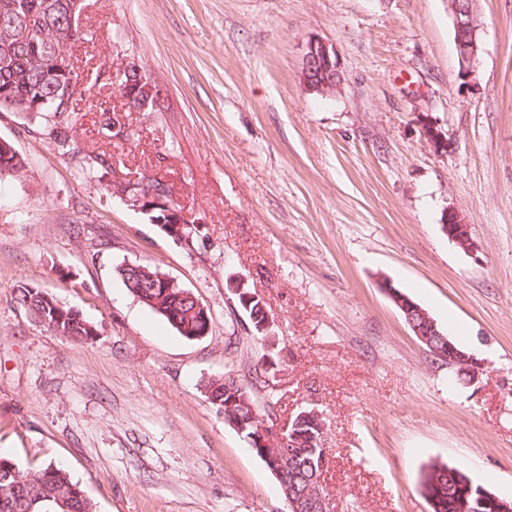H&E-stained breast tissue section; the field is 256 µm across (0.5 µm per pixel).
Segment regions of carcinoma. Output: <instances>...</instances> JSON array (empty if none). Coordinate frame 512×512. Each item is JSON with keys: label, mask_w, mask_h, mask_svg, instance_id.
Returning a JSON list of instances; mask_svg holds the SVG:
<instances>
[{"label": "carcinoma", "mask_w": 512, "mask_h": 512, "mask_svg": "<svg viewBox=\"0 0 512 512\" xmlns=\"http://www.w3.org/2000/svg\"><path fill=\"white\" fill-rule=\"evenodd\" d=\"M81 0H0V110L24 112L35 118L63 110L79 114L83 104L88 111L103 116L98 135L112 137V121L117 112L104 98H94L92 86L71 75L59 56L68 42H87L89 33L81 27H71V18L80 15ZM109 77L101 86L119 89L135 107L139 99L137 88L142 76L127 70L124 64L108 66ZM58 147L67 152H82L84 144L79 127L70 124L55 137ZM22 159L18 154L0 148V174L18 170ZM130 293L162 316L181 336L192 339L204 327V318L211 313L195 309L193 301L184 296L186 289L152 287L164 272L148 265L136 270L122 264L116 267ZM252 298L243 301L235 297L240 316L252 335L264 339L257 325L264 319L266 303L257 292L245 288ZM16 302L28 314L53 333L78 344L94 342L96 328L74 310L63 306L41 288L22 286ZM268 369L263 360L249 365L244 381L231 373L214 376L206 384L212 403L224 410V423L248 439L257 426L272 430L278 421L274 403L259 405L255 395ZM322 413L313 407L298 410L291 425L292 445L280 453L265 448L258 441L250 443L254 453L276 476L285 499L302 506L308 496L323 492V474L328 455L320 433ZM420 486L431 512H502L512 509V501L495 500L485 494V487L476 483L469 473L456 466L432 462L420 474ZM0 512H94V506L79 484L63 468L51 463L35 471L23 472L11 459L0 455Z\"/></svg>", "instance_id": "carcinoma-1"}]
</instances>
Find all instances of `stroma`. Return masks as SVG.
Listing matches in <instances>:
<instances>
[{
    "mask_svg": "<svg viewBox=\"0 0 512 512\" xmlns=\"http://www.w3.org/2000/svg\"><path fill=\"white\" fill-rule=\"evenodd\" d=\"M93 39L73 55L136 61L158 81L139 145L92 150L158 176L199 220L182 245L108 192L63 120L0 112L24 166L0 175V454L53 463L96 512H288L277 479L204 383L266 347L226 286L235 272L276 317L281 418L322 411L332 512H431L439 461L512 500V0H478L476 79L460 74L448 0H83ZM333 44L344 83L300 79L308 40ZM436 127L446 142L427 139ZM452 207L472 250L441 230ZM159 267L212 313L188 340L133 296L116 265ZM46 289L97 329L47 331L16 302ZM417 301L470 354L478 380L435 361L385 287ZM239 337L237 353L226 344ZM70 125V126H69ZM77 122L67 124L66 127L57 131L55 140L58 147L65 152L72 150V153H81L82 149L85 151V146L80 138L79 127L76 126Z\"/></svg>",
    "mask_w": 512,
    "mask_h": 512,
    "instance_id": "stroma-1",
    "label": "stroma"
}]
</instances>
